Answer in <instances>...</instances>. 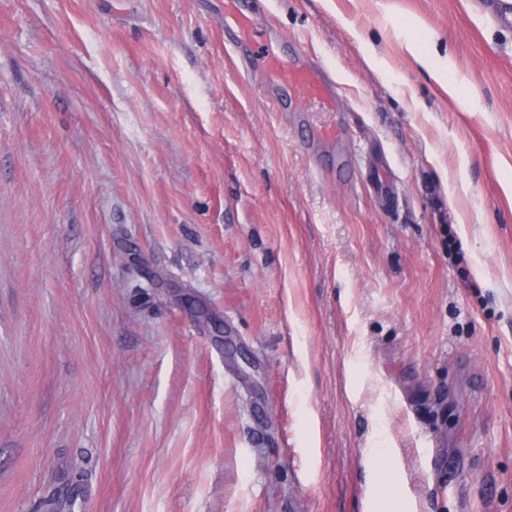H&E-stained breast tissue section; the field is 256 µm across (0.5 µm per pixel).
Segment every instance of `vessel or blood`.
<instances>
[{"label":"vessel or blood","instance_id":"1","mask_svg":"<svg viewBox=\"0 0 512 512\" xmlns=\"http://www.w3.org/2000/svg\"><path fill=\"white\" fill-rule=\"evenodd\" d=\"M256 22L249 0H224V27L234 51L252 49L258 34ZM258 62L270 88L285 89L290 97L323 110L334 107L335 86L322 65L290 60L270 47L264 48Z\"/></svg>","mask_w":512,"mask_h":512}]
</instances>
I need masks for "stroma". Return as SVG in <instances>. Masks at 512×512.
<instances>
[{
	"label": "stroma",
	"mask_w": 512,
	"mask_h": 512,
	"mask_svg": "<svg viewBox=\"0 0 512 512\" xmlns=\"http://www.w3.org/2000/svg\"><path fill=\"white\" fill-rule=\"evenodd\" d=\"M257 19L333 110L224 0H0V512H364L375 448L402 512H512V21ZM248 0H224V31L230 34L229 43L235 52L246 50L262 67L273 89L283 88L298 101L329 110L336 103L335 85L328 78L325 67L289 60L268 46L256 57L252 50L257 14Z\"/></svg>",
	"instance_id": "obj_1"
}]
</instances>
